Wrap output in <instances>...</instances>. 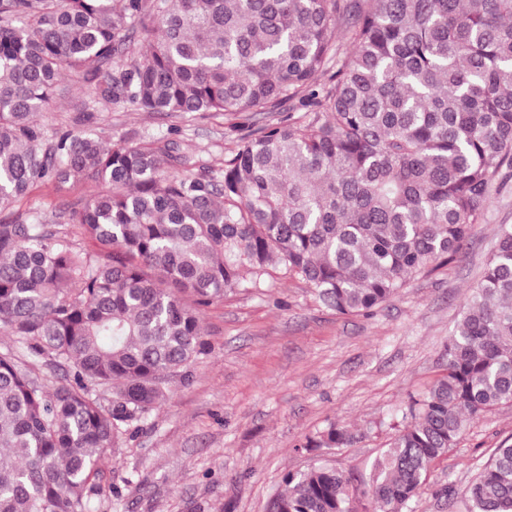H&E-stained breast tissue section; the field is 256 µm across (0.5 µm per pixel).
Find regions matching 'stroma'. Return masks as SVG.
I'll list each match as a JSON object with an SVG mask.
<instances>
[{
  "label": "stroma",
  "instance_id": "obj_1",
  "mask_svg": "<svg viewBox=\"0 0 512 512\" xmlns=\"http://www.w3.org/2000/svg\"><path fill=\"white\" fill-rule=\"evenodd\" d=\"M86 91L85 83L63 77L55 105L36 113L37 125L47 133L74 127ZM287 118L284 109L234 118L102 106L86 129L107 144L133 134L174 143L181 172L218 176L240 145L232 124L256 129ZM99 189L92 180L40 184L0 211V220L33 211L47 230L83 247L69 210ZM503 224H512V178L492 191L456 259L412 277L370 316L336 313L278 266L268 267L259 284L227 292L202 316L209 352L189 366L187 378L168 384L161 408L105 451L92 512H266L284 473L315 459L297 444L332 421L367 430L361 441L327 453L337 468L364 475L389 439L388 422L444 373L448 339ZM511 442L512 405L472 419L432 463L413 512H465L461 490Z\"/></svg>",
  "mask_w": 512,
  "mask_h": 512
}]
</instances>
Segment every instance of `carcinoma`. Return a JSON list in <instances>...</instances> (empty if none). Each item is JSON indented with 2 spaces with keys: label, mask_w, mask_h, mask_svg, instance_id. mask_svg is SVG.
Listing matches in <instances>:
<instances>
[{
  "label": "carcinoma",
  "mask_w": 512,
  "mask_h": 512,
  "mask_svg": "<svg viewBox=\"0 0 512 512\" xmlns=\"http://www.w3.org/2000/svg\"><path fill=\"white\" fill-rule=\"evenodd\" d=\"M66 73L105 106L304 112L243 133L221 177L180 175L172 148L134 136H46L33 117ZM509 172L512 0H0V211L40 183L104 186L71 212L90 249L35 215L0 223V332L74 379L47 389L0 353V512H90L100 452L207 352L203 311L245 275L278 263L369 316L463 250ZM446 357L367 476L320 460L285 473L268 512H412L467 423L512 403L510 224ZM363 436L331 423L300 447ZM462 495L467 512H512V444Z\"/></svg>",
  "instance_id": "1"
}]
</instances>
